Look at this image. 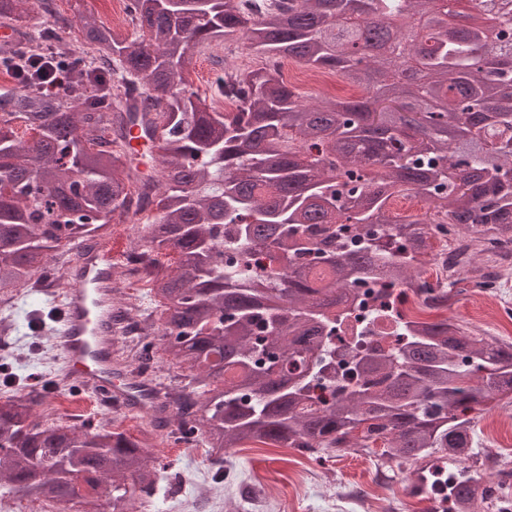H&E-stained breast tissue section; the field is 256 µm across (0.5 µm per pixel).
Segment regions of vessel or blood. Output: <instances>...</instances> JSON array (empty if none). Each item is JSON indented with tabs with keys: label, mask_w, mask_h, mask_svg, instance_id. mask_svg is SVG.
I'll use <instances>...</instances> for the list:
<instances>
[{
	"label": "vessel or blood",
	"mask_w": 512,
	"mask_h": 512,
	"mask_svg": "<svg viewBox=\"0 0 512 512\" xmlns=\"http://www.w3.org/2000/svg\"><path fill=\"white\" fill-rule=\"evenodd\" d=\"M76 260L67 274L57 317L56 342L68 382L112 398L131 411H150L153 385L133 377L118 358L112 334V246L74 245Z\"/></svg>",
	"instance_id": "b4317fda"
}]
</instances>
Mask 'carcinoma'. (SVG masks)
I'll use <instances>...</instances> for the list:
<instances>
[{
  "label": "carcinoma",
  "instance_id": "obj_1",
  "mask_svg": "<svg viewBox=\"0 0 512 512\" xmlns=\"http://www.w3.org/2000/svg\"><path fill=\"white\" fill-rule=\"evenodd\" d=\"M49 2L0 0L18 33L0 57L50 50L75 76L69 90H0V293L17 298L49 262H71L66 246L90 248L114 221L156 211L134 245L158 267L157 337L178 392L176 427L159 407L153 429L198 433L220 464L229 448L273 444L318 461L373 456L394 477L435 456L485 471L476 427L489 405L512 406V342L448 317L400 319L388 349L333 339L368 281L439 310L457 285L482 286L485 273L460 277L477 256L512 251V0H468L499 18L496 32L445 0H124V24L86 17L69 42L37 21ZM412 19L424 27L411 73L364 51ZM235 35L268 64L219 68L201 92L183 75L188 52ZM283 57L363 94L309 103L284 81ZM224 96L234 111L216 110ZM133 126L158 149L162 178L141 170ZM401 192L428 211L395 219L388 201ZM434 238L443 258L430 283ZM269 348L277 360L257 356ZM338 353L355 381L319 400ZM47 402L39 390L0 396V495L78 512H105L108 498L128 512L136 493L158 490L165 466L146 441L42 421ZM448 499L443 512H506L468 483Z\"/></svg>",
  "mask_w": 512,
  "mask_h": 512
}]
</instances>
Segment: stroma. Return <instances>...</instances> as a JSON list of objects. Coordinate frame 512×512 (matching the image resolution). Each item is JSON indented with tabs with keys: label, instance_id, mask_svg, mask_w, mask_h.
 <instances>
[{
	"label": "stroma",
	"instance_id": "stroma-1",
	"mask_svg": "<svg viewBox=\"0 0 512 512\" xmlns=\"http://www.w3.org/2000/svg\"><path fill=\"white\" fill-rule=\"evenodd\" d=\"M219 56L243 70H255L263 64L261 54L242 52L241 41L235 36L219 46L193 49L187 69L200 90H208ZM42 303V295L29 292L13 309L18 355L13 371L25 391L41 388L56 372V350L50 337L32 335L29 328L30 312ZM447 315L512 342V312L491 294L471 289L457 296ZM478 434L481 446L493 453L512 450V419L500 408L485 412ZM150 453L167 467L164 489L150 501L135 499L133 512H184L185 503L196 498L203 485L211 486L220 499L221 512H323L325 501L336 490L384 498L403 485L399 478L381 479L375 459L365 455L317 461L293 448H234L219 469L212 461H201L196 449L179 448L159 439L154 440Z\"/></svg>",
	"mask_w": 512,
	"mask_h": 512
}]
</instances>
